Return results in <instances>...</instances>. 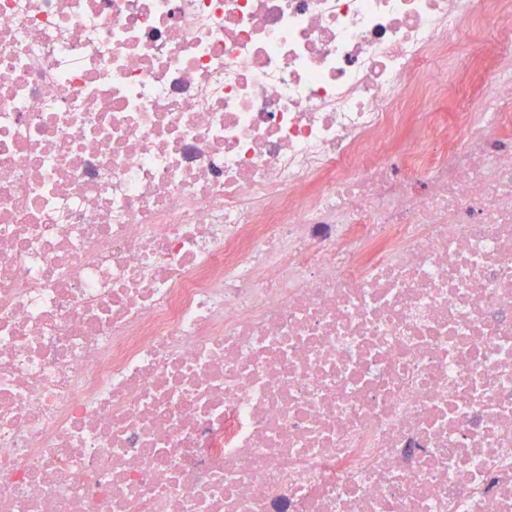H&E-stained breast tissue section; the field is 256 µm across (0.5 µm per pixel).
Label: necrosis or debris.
I'll use <instances>...</instances> for the list:
<instances>
[{"label":"necrosis or debris","instance_id":"1","mask_svg":"<svg viewBox=\"0 0 512 512\" xmlns=\"http://www.w3.org/2000/svg\"><path fill=\"white\" fill-rule=\"evenodd\" d=\"M0 512H512V0H0Z\"/></svg>","mask_w":512,"mask_h":512}]
</instances>
